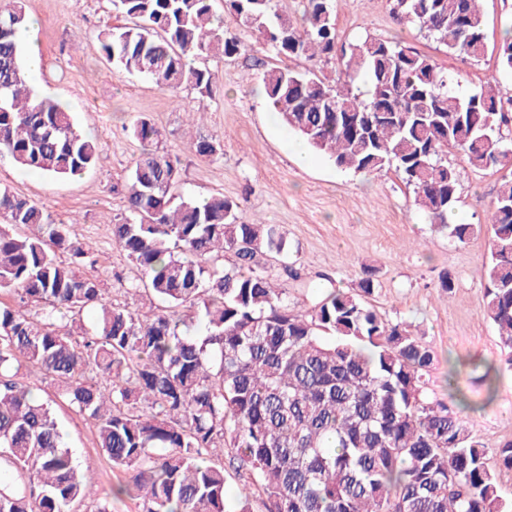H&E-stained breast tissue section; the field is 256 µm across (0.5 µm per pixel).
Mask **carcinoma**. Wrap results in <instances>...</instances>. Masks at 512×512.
I'll list each match as a JSON object with an SVG mask.
<instances>
[{
	"label": "carcinoma",
	"instance_id": "carcinoma-1",
	"mask_svg": "<svg viewBox=\"0 0 512 512\" xmlns=\"http://www.w3.org/2000/svg\"><path fill=\"white\" fill-rule=\"evenodd\" d=\"M213 2L112 0L126 24L100 31L101 49L129 74L209 94L213 73L191 61L242 48L215 23ZM393 2L399 20L450 52L471 61L484 54L480 0ZM224 4L278 56H339V88L312 70L264 71L271 110L340 169L394 170L431 223L447 226L457 200L449 151L477 171L512 158V137L503 135L511 93L459 96L430 57L398 43L338 45L336 0H303L300 24L282 18L273 0ZM26 21L23 0H0V157L55 179L80 176L98 161L95 140L30 86L14 40ZM361 74L367 99L354 90ZM131 132L143 152L112 239L138 272L126 291L157 301L148 315L112 303L98 277L79 271L88 253L69 224L0 187V293L13 297L0 301V461L24 474L0 484V512H74L93 494L52 401L16 380L23 368L51 379L94 421L103 454L128 477L116 493L134 488L143 512H224V448L246 478L241 512L252 487L267 512H512L468 421L430 397L433 350L369 305L373 273L305 310L289 303L260 261L285 250L276 226L244 219L222 194L176 195L179 170L158 148L156 124L139 116ZM190 150L205 161L223 155L204 137ZM488 223L484 316L498 331L500 360L481 379L492 396L500 372L512 370V173Z\"/></svg>",
	"mask_w": 512,
	"mask_h": 512
}]
</instances>
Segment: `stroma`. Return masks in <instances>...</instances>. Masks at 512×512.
<instances>
[{"instance_id": "stroma-1", "label": "stroma", "mask_w": 512, "mask_h": 512, "mask_svg": "<svg viewBox=\"0 0 512 512\" xmlns=\"http://www.w3.org/2000/svg\"><path fill=\"white\" fill-rule=\"evenodd\" d=\"M24 6L27 17L40 21L36 40L42 68L32 84L74 112L81 129L97 139L99 160L82 178L55 180L31 176L5 158L0 185L69 222L72 237L95 259L92 273L109 289L113 303L142 314L152 308L149 296L126 293L124 285L136 270L112 240L113 220L124 210L123 185L142 151L130 123L145 115L161 132V150L177 163V194L221 193L239 203L244 218L276 225L298 277L287 280L277 260H269L268 267L279 284L287 285L290 302L306 307L332 289H355L364 271H373L376 288L369 302L377 314L409 325L435 353L429 372L433 398L456 408L445 383L455 374L457 398L481 407L467 420L486 448L512 442V373L502 374L488 404L480 374L468 364L472 358L488 364L500 358L497 333L484 316V264L491 237L485 219L501 170L476 171L449 153L459 179L452 215L475 227L467 242H457L414 205L411 189L394 170L355 173L318 153L305 165L284 148L269 121L260 80L281 59L234 17L225 16V25L247 49L210 62L216 79L211 94L203 96L190 88L171 92L106 61L97 35L117 22L111 0H24ZM481 9L487 51L477 62L462 60L418 27L398 21L393 0H338L336 33L346 45L375 37L426 54L467 94L495 82L512 90V76L498 60V49L512 32V0H482ZM196 111L203 112V120L190 122L189 113ZM199 137L219 140L222 158H197L189 144ZM447 274L454 281L449 291L441 286ZM19 378L54 400L66 442L98 498L110 499L111 512H141L139 499L111 498L126 475L99 448L93 420L57 400L50 380L25 369Z\"/></svg>"}]
</instances>
